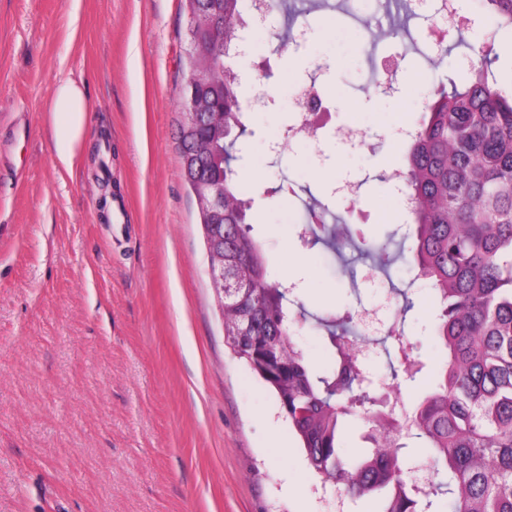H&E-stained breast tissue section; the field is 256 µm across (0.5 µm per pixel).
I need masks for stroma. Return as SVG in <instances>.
<instances>
[{"instance_id": "1", "label": "stroma", "mask_w": 512, "mask_h": 512, "mask_svg": "<svg viewBox=\"0 0 512 512\" xmlns=\"http://www.w3.org/2000/svg\"><path fill=\"white\" fill-rule=\"evenodd\" d=\"M305 25L307 41L278 37ZM398 24L376 42L370 28ZM428 0H289L247 31L248 152L235 162L271 279L313 313L383 308L408 289L403 334L423 370L394 375L383 347L365 358L416 400L445 360L409 255L387 236L401 166L391 133L419 101L460 84L463 57L498 58L512 79V32L493 19L456 30L446 50ZM183 0H0V512H368L322 484L274 396L230 350L206 272L198 208L182 170ZM84 83L88 132L74 171L45 135L60 78ZM316 82L330 110L322 140L289 142L292 97ZM361 129L350 146L340 129ZM360 182L356 202L338 190ZM398 256L388 269L343 246L302 239L308 207Z\"/></svg>"}]
</instances>
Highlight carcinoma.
I'll use <instances>...</instances> for the list:
<instances>
[{
    "label": "carcinoma",
    "instance_id": "obj_1",
    "mask_svg": "<svg viewBox=\"0 0 512 512\" xmlns=\"http://www.w3.org/2000/svg\"><path fill=\"white\" fill-rule=\"evenodd\" d=\"M501 29L512 30V0H481ZM223 39L208 45L204 87L185 86L213 111L215 126L183 124V153L200 147L203 175L224 184V270L238 285L224 297V335L233 352L274 392L309 465L351 498L378 496L380 512H512V89L498 86L492 61L473 65L462 86L440 92L416 124L400 175L411 200L408 229L416 279L429 283L434 331L446 360L420 398L405 403L399 384L375 382L356 352L352 317H315L332 363H307L293 327L310 318L285 305L288 289L270 280L251 235L249 202L232 167L246 132L237 78L225 57L239 40L241 0H216ZM304 235L336 249V225L307 224ZM399 343L409 378L420 373L399 320L381 342ZM359 419L370 444L352 460L339 452L346 425ZM427 449L434 478L408 477L410 443Z\"/></svg>",
    "mask_w": 512,
    "mask_h": 512
}]
</instances>
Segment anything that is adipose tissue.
<instances>
[{
  "mask_svg": "<svg viewBox=\"0 0 512 512\" xmlns=\"http://www.w3.org/2000/svg\"><path fill=\"white\" fill-rule=\"evenodd\" d=\"M87 94L83 84L65 77L59 80L51 103L55 160L73 170L82 155L87 121Z\"/></svg>",
  "mask_w": 512,
  "mask_h": 512,
  "instance_id": "1",
  "label": "adipose tissue"
}]
</instances>
